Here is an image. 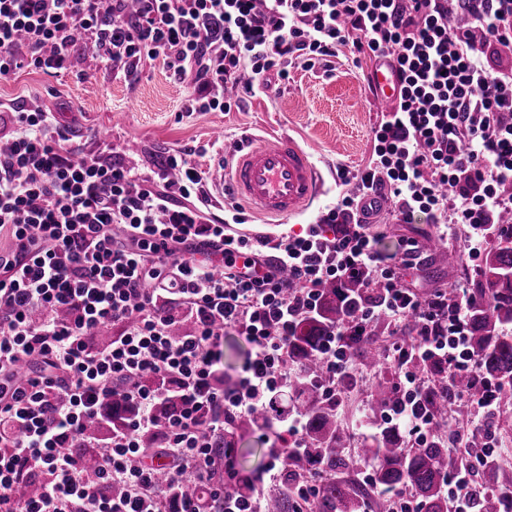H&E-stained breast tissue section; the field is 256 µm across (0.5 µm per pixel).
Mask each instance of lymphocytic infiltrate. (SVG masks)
Instances as JSON below:
<instances>
[{
	"mask_svg": "<svg viewBox=\"0 0 512 512\" xmlns=\"http://www.w3.org/2000/svg\"><path fill=\"white\" fill-rule=\"evenodd\" d=\"M80 40L127 80L141 61L162 59L191 85L188 112L230 111L240 100L223 87L270 88L293 65L342 47L354 60L387 62L399 92L373 131L371 163L340 169L335 204L273 246L234 232L240 205L217 214L192 162L199 147L145 176L85 152L52 111L0 101V512H203L176 494L186 481L223 512H263L257 496L223 494L240 477L231 454L214 458L209 445L287 386L290 338L328 280L360 278L377 295L327 334L323 395L336 396L356 369L354 340L384 318L393 327L385 350L400 369L388 419L426 442L433 416L421 398L432 380L416 362L438 356L481 386L480 396L448 400L475 406L474 429L487 426L500 399L467 350L471 295L406 288L401 272L417 244L381 252L365 201H388L400 223L436 224L445 238L465 230L463 251L479 258L489 224L512 211L501 191L512 184V57H503L512 0H0V81L67 69ZM182 322L187 331L174 335ZM109 325L116 336L94 345ZM228 335L250 346L229 386L220 368ZM169 400L160 432L156 412ZM94 419L110 425L108 437L87 436ZM304 426L294 411L277 431L270 479L303 448ZM490 454L469 449L470 467L449 478L451 512H471ZM27 484L39 493L20 496Z\"/></svg>",
	"mask_w": 512,
	"mask_h": 512,
	"instance_id": "1",
	"label": "lymphocytic infiltrate"
}]
</instances>
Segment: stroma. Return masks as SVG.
<instances>
[{
	"label": "stroma",
	"mask_w": 512,
	"mask_h": 512,
	"mask_svg": "<svg viewBox=\"0 0 512 512\" xmlns=\"http://www.w3.org/2000/svg\"><path fill=\"white\" fill-rule=\"evenodd\" d=\"M373 68V62L367 59L352 64L348 48L343 47L330 63L296 65L288 82L243 95L238 109L186 112L182 106L189 86L164 68L161 60L142 61L138 79L128 82L114 76L78 46L68 71L47 74L26 69L0 82V100L34 103L55 112L61 126L78 133L84 151L111 147L114 159L147 174L163 167L169 154L200 143L212 145L207 154L194 158L208 174L213 173L220 157L231 155L237 143L247 138L285 136L312 147L328 187L319 207L274 228L252 214L246 223L234 227L237 233L263 237L273 245L290 226L313 222L320 206L334 201L340 167L354 172L368 165L373 151L372 129L381 119L367 103V77ZM369 231L379 235L380 246L387 252L401 240L413 238L422 245L438 234L435 225L401 224L385 211L374 215ZM473 269V263L466 260L456 276H449L448 249L443 246L428 252L418 268L407 272L404 281L426 295L452 279L466 283ZM394 373L389 363L378 372L366 368L355 374L353 386L339 407L354 432L352 447H363L365 438L381 425L366 394L380 376ZM234 438V462L244 485L270 487L265 467L273 431L257 424L236 430Z\"/></svg>",
	"instance_id": "1"
}]
</instances>
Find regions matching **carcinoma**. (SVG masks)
<instances>
[{
	"instance_id": "carcinoma-1",
	"label": "carcinoma",
	"mask_w": 512,
	"mask_h": 512,
	"mask_svg": "<svg viewBox=\"0 0 512 512\" xmlns=\"http://www.w3.org/2000/svg\"><path fill=\"white\" fill-rule=\"evenodd\" d=\"M491 225L493 244L474 269L471 293L474 304L469 311L470 334L467 348L478 363L482 376L500 383L504 394L512 396V335L503 326L512 324V215L504 212ZM319 309L315 316L299 325L291 337L288 361L304 368L290 385L305 406V453L288 459V468L279 484L266 491L250 489L260 497L264 512H392V500L384 492L410 488L422 512H448L444 484L450 475L467 464V458L450 450L442 429L448 419V404L443 394L448 387L474 393L471 377L451 375L446 364L436 358L426 360L422 371L434 376L424 394V402L434 417L435 432L425 444L406 448L396 427H387L366 448H349L351 432L338 416V399H326L316 381L323 367L316 351L325 333L337 324L357 316L362 302L370 298L362 281L346 279L341 284L324 282L319 289ZM364 348V361L378 367L386 360L382 344L371 339L358 342ZM397 399L395 381L384 377L372 390L371 408L383 413ZM372 471L369 483L357 476ZM313 470H323L330 478L321 484L303 508L291 492L292 485ZM484 471L493 482H477L472 488L475 512H512V464L500 465L489 457Z\"/></svg>"
}]
</instances>
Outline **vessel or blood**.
<instances>
[{
	"label": "vessel or blood",
	"instance_id": "vessel-or-blood-1",
	"mask_svg": "<svg viewBox=\"0 0 512 512\" xmlns=\"http://www.w3.org/2000/svg\"><path fill=\"white\" fill-rule=\"evenodd\" d=\"M370 103L386 112L397 97L395 78L380 66L370 75ZM214 183L221 194L244 203L254 214L287 221L310 208L325 192V179L310 147L292 139H258L236 150L227 165L217 166Z\"/></svg>",
	"mask_w": 512,
	"mask_h": 512
}]
</instances>
